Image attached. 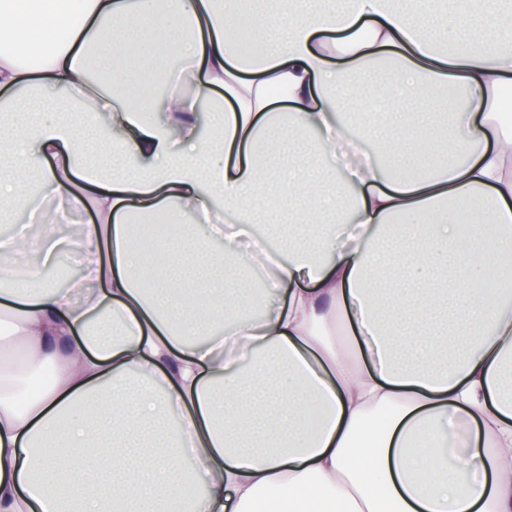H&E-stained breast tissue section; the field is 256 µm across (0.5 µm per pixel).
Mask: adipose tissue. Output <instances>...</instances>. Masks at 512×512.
Returning a JSON list of instances; mask_svg holds the SVG:
<instances>
[{"label":"adipose tissue","mask_w":512,"mask_h":512,"mask_svg":"<svg viewBox=\"0 0 512 512\" xmlns=\"http://www.w3.org/2000/svg\"><path fill=\"white\" fill-rule=\"evenodd\" d=\"M474 2L0 0V40L41 58L0 55V222L46 194L94 216L0 240L30 275L0 266L22 359L0 391V512H512V12ZM234 26L264 53L239 55ZM163 46L194 91L158 102L140 88L168 80ZM376 58L398 64L381 139L348 91ZM269 208L325 231L270 248ZM161 213L146 285L134 226ZM70 256L68 287L43 278ZM243 259L267 267L257 315Z\"/></svg>","instance_id":"obj_1"}]
</instances>
